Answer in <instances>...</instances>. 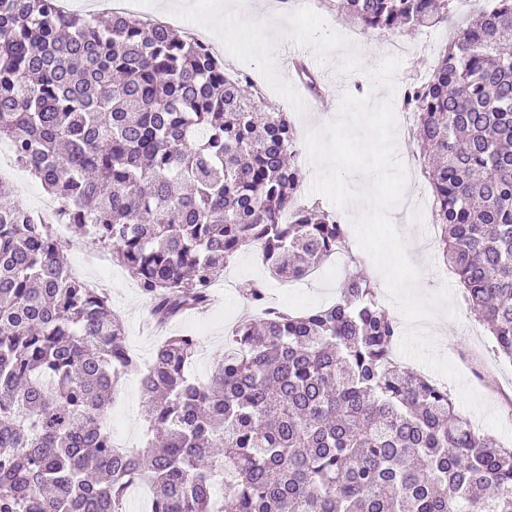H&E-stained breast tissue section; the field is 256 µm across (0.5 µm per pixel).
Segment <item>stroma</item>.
Returning a JSON list of instances; mask_svg holds the SVG:
<instances>
[{
	"instance_id": "35a3bbf8",
	"label": "stroma",
	"mask_w": 512,
	"mask_h": 512,
	"mask_svg": "<svg viewBox=\"0 0 512 512\" xmlns=\"http://www.w3.org/2000/svg\"><path fill=\"white\" fill-rule=\"evenodd\" d=\"M194 17L210 21L206 34L220 43L218 52L225 67L249 73L258 90L287 112L295 128L298 144H305L309 131L333 120L344 95L358 98L370 95L375 101H400V89L407 79L427 74L431 62L448 45L460 28L476 16L484 0H457L451 23L438 25L431 39L422 32L401 29L390 34L365 30L342 20L328 0H240L239 21L231 48H223L224 17L215 0H188ZM377 43L380 52L371 55L364 43ZM399 46L400 66L393 76L396 94L386 88H373L369 73L390 56L391 46ZM308 62L321 84L316 107L303 101L300 80H287L294 55ZM101 247L86 239L78 249H67L64 256L71 269L96 280L109 294L114 308L124 319L128 343L142 360H149L158 339L145 335L143 326L150 319L149 303L134 280L118 263L101 261ZM344 274L325 269L316 280L285 284L269 279L260 255L247 248L224 271L222 282L211 289L206 311L189 314L172 322L169 333L195 336L199 350L189 372L198 379L208 378L213 363L224 355V337L236 319L246 298L245 288L255 281L264 282L266 296L278 307L291 311L314 309L333 302ZM451 302L457 315L449 319L446 336L434 339L433 354L449 359L460 371L462 383H449L451 394L467 385L494 411L502 401L493 399L498 388H512V362L499 358L491 348V339L474 320L459 296ZM144 402L136 376L125 377L112 406V436L115 442L139 448L144 446Z\"/></svg>"
}]
</instances>
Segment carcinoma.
I'll return each instance as SVG.
<instances>
[{
  "label": "carcinoma",
  "mask_w": 512,
  "mask_h": 512,
  "mask_svg": "<svg viewBox=\"0 0 512 512\" xmlns=\"http://www.w3.org/2000/svg\"><path fill=\"white\" fill-rule=\"evenodd\" d=\"M453 0H336L367 30L432 28ZM198 40L57 0H0V141L56 202L55 222L112 249L166 326L205 309L246 247L304 278L348 240L299 198L288 113ZM437 247L467 309L512 362V0H486L428 77L404 87ZM0 182V512H512V448L393 353L398 322L366 277L302 314L228 333L208 380L198 340L163 337L142 368L101 289L73 277L52 223ZM148 402L144 449L106 424L123 376Z\"/></svg>",
  "instance_id": "1"
}]
</instances>
